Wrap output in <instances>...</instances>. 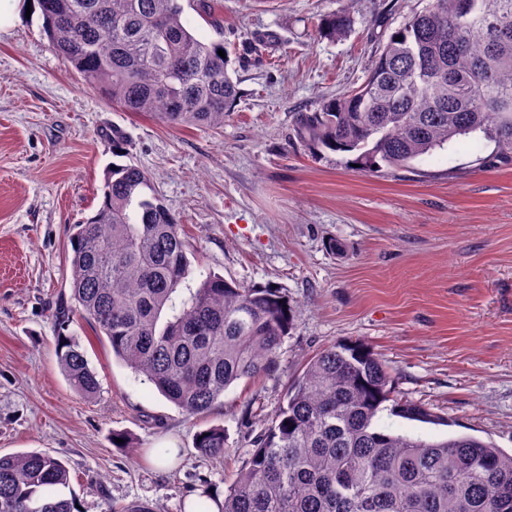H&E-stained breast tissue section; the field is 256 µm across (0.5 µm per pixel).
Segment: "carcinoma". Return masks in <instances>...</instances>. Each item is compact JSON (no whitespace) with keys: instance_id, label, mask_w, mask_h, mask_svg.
Masks as SVG:
<instances>
[{"instance_id":"carcinoma-1","label":"carcinoma","mask_w":512,"mask_h":512,"mask_svg":"<svg viewBox=\"0 0 512 512\" xmlns=\"http://www.w3.org/2000/svg\"><path fill=\"white\" fill-rule=\"evenodd\" d=\"M453 0H429L393 31L364 83L300 112L297 138L349 153L357 172L406 168L459 138L491 149L478 165H512V0H475L459 20ZM53 51L126 112L175 127L218 129L239 95L224 41L197 38L179 0H36ZM223 28L218 0H193ZM350 11L321 19L327 39L351 31ZM225 51L220 57L218 51ZM146 171L113 163L93 215L69 227L70 297L55 312L59 366L83 397L98 392L75 336L81 316L112 355L189 416L208 413L241 380L275 368L294 326L277 288L196 272L182 225ZM196 286H187L190 280ZM392 382L362 343L329 345L288 389L252 439L220 512H512V452L472 435L426 441L374 426ZM407 419L430 414L396 404ZM195 448L224 458V429ZM66 465L32 451L0 455V512H77Z\"/></svg>"}]
</instances>
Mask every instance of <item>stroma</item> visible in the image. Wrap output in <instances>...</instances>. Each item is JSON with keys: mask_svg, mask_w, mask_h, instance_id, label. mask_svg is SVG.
Segmentation results:
<instances>
[{"mask_svg": "<svg viewBox=\"0 0 512 512\" xmlns=\"http://www.w3.org/2000/svg\"><path fill=\"white\" fill-rule=\"evenodd\" d=\"M181 5L202 40L256 41L220 129L112 106L51 50L39 12L0 29V454L64 461L80 512H184L203 489L223 497L304 361L340 341L367 344L387 367L392 393L378 427L511 450L512 165L478 167L463 139L408 168L358 173L347 155L313 152L295 135L297 113L361 86L390 33L426 0H357L350 33L334 40L316 27L343 0H223L220 31L192 0ZM116 130L184 224L195 268L280 289L295 308L274 371L232 385L202 416L116 362L85 321L69 333L98 375L96 397L75 392L57 363L67 230L101 202ZM404 400L433 422L395 413ZM212 425L229 446L217 461L194 446ZM116 430L134 436L133 450L113 447ZM159 448L176 449L171 465L153 464Z\"/></svg>", "mask_w": 512, "mask_h": 512, "instance_id": "obj_1", "label": "stroma"}]
</instances>
